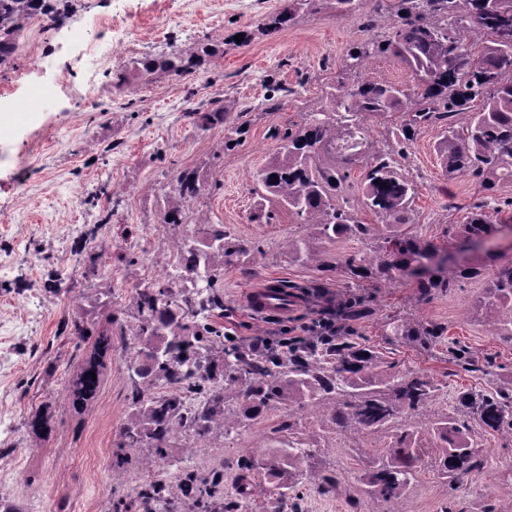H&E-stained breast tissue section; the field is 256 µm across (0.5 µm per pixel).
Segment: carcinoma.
Returning a JSON list of instances; mask_svg holds the SVG:
<instances>
[{
	"label": "carcinoma",
	"mask_w": 512,
	"mask_h": 512,
	"mask_svg": "<svg viewBox=\"0 0 512 512\" xmlns=\"http://www.w3.org/2000/svg\"><path fill=\"white\" fill-rule=\"evenodd\" d=\"M324 0H290L272 23L279 29L293 23L297 12L315 11ZM397 20L385 50L411 71L414 88L365 81L353 86L330 87L326 104L296 130L286 131L279 151L257 172L263 187L262 203L255 220H269L264 202L272 199L317 230L319 239L332 242L344 236L380 237L377 261L345 259V268L356 281L389 280L427 256L430 246L404 232L413 223L416 185L397 171V156L412 140L416 127L438 124L443 138L437 150L448 175L466 173L491 191L500 181H512V0H395L389 6ZM34 11L31 0H0V62L8 60L16 34ZM216 49L203 45L188 56L182 54L130 60V71L150 80L158 73L184 76L210 65ZM402 116L396 139L400 150L376 148L367 137L366 123L373 118ZM194 124L207 128L227 120L224 108L195 110ZM365 162V207L380 219L371 226L336 202L337 192L349 177L347 167ZM200 191V175L183 169L172 178V197L163 214L165 224L185 223V205ZM498 207L482 202L461 224L453 225L467 239H484L497 232L489 220ZM175 246L186 253L184 277L191 280L190 298L174 293L175 281L158 280L138 292L135 336L138 346L127 364L130 384V417L120 428L121 447L137 448L146 441L151 448L150 467L175 468L168 479L148 476L137 498L142 504H182L183 512H230L206 503L211 495L206 482L179 465L169 448L179 434L198 442L212 438L214 429L228 433L246 420L259 416L274 402L322 404L332 429L348 434L387 430L390 443L385 458L367 475V494L376 499H398L415 479L422 465L417 435L401 427L408 418L424 415L434 396L433 380L417 371L386 372L376 356L360 348L347 335L332 339L309 338L295 345L257 350L239 342L224 344V332L214 324L216 311H224V296L217 289L224 259L239 252L227 240L224 229L210 225L204 239ZM288 256L319 262L312 243L296 239L288 243ZM488 275L478 307L484 310L489 330L512 340V263L499 264L488 254L482 263L438 271L418 282L417 302L437 290H449L462 279ZM443 333L441 327L409 319L394 327L430 350ZM452 359L465 368L475 367L470 351L452 343ZM101 363L89 362L78 378V400L96 395ZM161 389L152 393L149 387ZM236 390L242 400L240 414L230 417L224 390ZM203 391L204 407L183 415L177 392ZM460 413L429 418L427 432L442 449L438 468L449 481L459 483L482 466L473 449V425L512 437V395L496 396L471 390L461 393ZM312 457L310 449L290 440L258 458L238 464L239 497L258 496L285 504L291 498ZM264 473L267 482L255 481Z\"/></svg>",
	"instance_id": "1"
}]
</instances>
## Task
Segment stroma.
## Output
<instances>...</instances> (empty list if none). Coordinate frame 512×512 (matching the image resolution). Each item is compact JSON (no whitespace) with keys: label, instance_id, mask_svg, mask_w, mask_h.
I'll return each mask as SVG.
<instances>
[{"label":"stroma","instance_id":"stroma-1","mask_svg":"<svg viewBox=\"0 0 512 512\" xmlns=\"http://www.w3.org/2000/svg\"><path fill=\"white\" fill-rule=\"evenodd\" d=\"M289 0H67L48 25L30 15L21 25L7 65H0V95L31 93L28 73L53 58L47 78L57 94L37 120L16 113L0 131V322L18 332L0 334V495L30 512H117L133 505L150 455L148 446L120 449V427L130 408L125 365L137 341L134 304L138 292L174 271L175 241H195L206 224H220L240 254L219 281L224 315L219 325L242 342L279 333L336 309L348 294L360 298L365 315L353 321L359 346L384 367L430 375L437 391L429 415L452 412L457 391L512 390V341L491 335L477 301L485 277L418 303L414 276L396 272L389 281L368 279L352 288L343 261L373 255L376 240L343 237L321 243L320 263L288 256L291 240L313 237L311 225L278 208L270 223L253 219L257 171L278 150V135L297 128L326 101L329 86L374 81L412 84L407 67L391 53L373 52L350 70V52L387 38L392 14L380 0H359L356 12L338 14L325 0L320 12H298L293 23L268 31ZM377 26L366 30V17ZM248 43L235 42L240 32ZM216 48L207 71L180 78L164 73L151 82L130 79L115 87L114 75L144 54H187ZM291 88L280 109L265 108L267 86ZM223 107L242 125L234 148L230 125L193 126L186 113ZM234 123V124H235ZM440 126L418 127L401 174L417 186L416 215L409 231L438 250L453 248L450 225L462 223L471 204L484 197L465 174L447 175L437 155ZM199 171L203 187L186 208V221L163 223L176 170ZM111 211L110 223L100 216ZM134 228L123 236L124 228ZM112 254L110 267L86 275L98 249ZM297 286L302 301L285 317L252 315L242 302L259 282ZM445 327L426 352L391 326L408 316ZM89 334L71 336L73 322ZM112 336L103 359L100 388L82 408L71 404L74 383L95 353V337ZM466 345L483 370L465 371L448 357L449 341ZM44 415L47 431L30 423ZM321 406L276 404L260 417L205 443L182 436L171 453L203 475H223L220 496L235 492L238 462L294 439L311 448L319 473L334 475L333 492L320 494L308 480L297 491L305 512H489L487 489L512 497V439L475 428L474 442L486 465L461 484L438 472L439 448L423 438L424 465L394 503L366 495V475L384 455L385 432L356 436L333 431Z\"/></svg>","mask_w":512,"mask_h":512}]
</instances>
